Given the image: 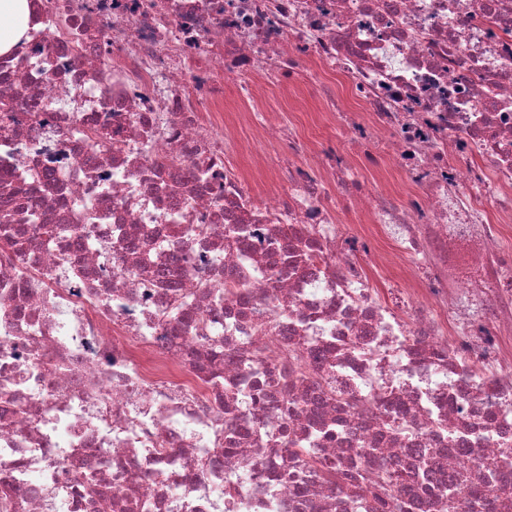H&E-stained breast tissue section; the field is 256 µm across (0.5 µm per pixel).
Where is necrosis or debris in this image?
Listing matches in <instances>:
<instances>
[{
  "label": "necrosis or debris",
  "mask_w": 512,
  "mask_h": 512,
  "mask_svg": "<svg viewBox=\"0 0 512 512\" xmlns=\"http://www.w3.org/2000/svg\"><path fill=\"white\" fill-rule=\"evenodd\" d=\"M29 3L0 54V512H345L330 471L393 463L394 502L450 512L512 447V0ZM296 77L347 151L261 106ZM228 79L274 187L226 160Z\"/></svg>",
  "instance_id": "4bbe7bcc"
}]
</instances>
